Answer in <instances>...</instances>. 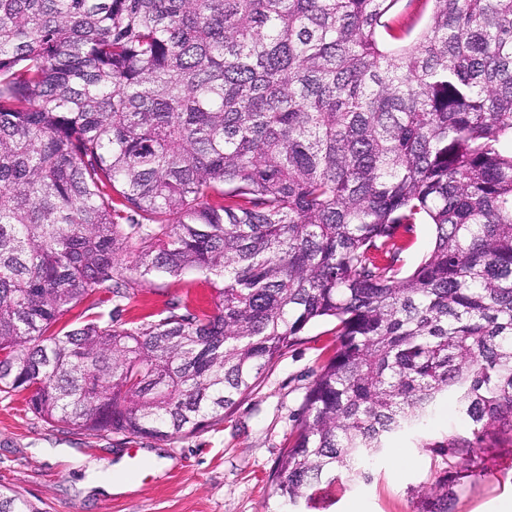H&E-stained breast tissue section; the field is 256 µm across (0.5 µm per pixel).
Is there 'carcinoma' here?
Wrapping results in <instances>:
<instances>
[{
	"label": "carcinoma",
	"instance_id": "obj_1",
	"mask_svg": "<svg viewBox=\"0 0 512 512\" xmlns=\"http://www.w3.org/2000/svg\"><path fill=\"white\" fill-rule=\"evenodd\" d=\"M397 2L0 0V393L175 439L331 320L280 496L369 479L447 399L466 430L418 436L442 468L416 512H450L476 449L512 446V0H431L389 49ZM189 271L213 308L51 332ZM431 11V2L427 0H399L390 16L396 25H402L410 34L401 40H394L381 28L380 38L390 48L408 46L425 25ZM413 236L414 244L412 248L403 255L406 268H412L417 265L432 247L434 240L433 226L430 224H417ZM89 305H90L89 302H86L73 311L74 314H78L81 311H83L84 312L83 317H81L78 320H76V318L73 317L71 320H69V322L66 325H64V323L61 322L55 327V331H59L64 326H65V328L62 332L67 331V330L79 325L80 322H82L84 320L95 318L94 316H101L103 320H109V316L113 312V309L115 307V303H112V302H106V303H102V304L87 308Z\"/></svg>",
	"mask_w": 512,
	"mask_h": 512
}]
</instances>
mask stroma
Returning <instances> with one entry per match:
<instances>
[{"label":"stroma","instance_id":"stroma-1","mask_svg":"<svg viewBox=\"0 0 512 512\" xmlns=\"http://www.w3.org/2000/svg\"><path fill=\"white\" fill-rule=\"evenodd\" d=\"M175 301L211 305L210 279L156 280L136 289L120 319L157 317ZM335 341L333 323L310 326L223 421L173 441L64 430L33 416L24 395L0 396V490L19 491L40 512H283L275 473L303 396ZM480 454L486 471L458 488L455 512H496L501 499L512 497V454L499 448ZM157 455L169 467L158 469ZM438 462L413 435H397L373 458L370 480L327 487L306 512H415L413 493L435 481ZM117 463L131 489L96 487L100 465Z\"/></svg>","mask_w":512,"mask_h":512}]
</instances>
